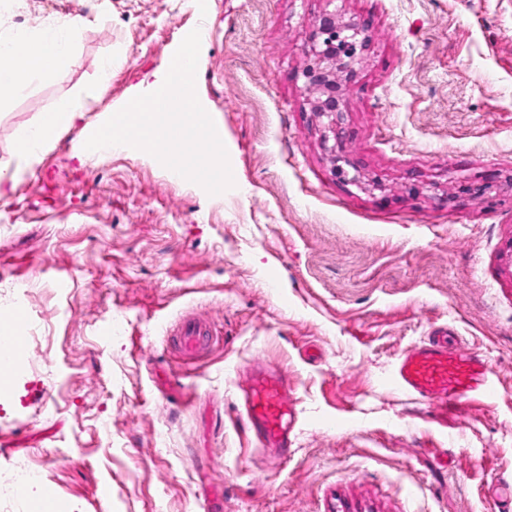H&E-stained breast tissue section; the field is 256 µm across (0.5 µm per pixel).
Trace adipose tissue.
Listing matches in <instances>:
<instances>
[{"mask_svg": "<svg viewBox=\"0 0 512 512\" xmlns=\"http://www.w3.org/2000/svg\"><path fill=\"white\" fill-rule=\"evenodd\" d=\"M77 26L42 35H23L0 49V96H17L33 83L59 78L69 59ZM94 89H84L64 105L41 113L34 127L20 137L14 147L15 173H22L38 159L43 147L54 143L59 134L72 127L87 110Z\"/></svg>", "mask_w": 512, "mask_h": 512, "instance_id": "ef3b65f1", "label": "adipose tissue"}]
</instances>
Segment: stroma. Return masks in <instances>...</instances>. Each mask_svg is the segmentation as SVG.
<instances>
[{"instance_id": "1", "label": "stroma", "mask_w": 512, "mask_h": 512, "mask_svg": "<svg viewBox=\"0 0 512 512\" xmlns=\"http://www.w3.org/2000/svg\"><path fill=\"white\" fill-rule=\"evenodd\" d=\"M361 24L334 171L301 71L314 20ZM79 23L59 79L0 99V162L42 112L85 121L152 82L200 24L199 101L234 188L208 194L63 131L0 200V313L34 331L0 390V512L35 466L67 512H498L512 484V0H41ZM110 77H103L104 61ZM375 180L362 190L355 175ZM219 341L184 359L171 327ZM111 337H102L104 326ZM440 326L496 390L437 411L387 385ZM258 363L299 411L270 459L237 419Z\"/></svg>"}]
</instances>
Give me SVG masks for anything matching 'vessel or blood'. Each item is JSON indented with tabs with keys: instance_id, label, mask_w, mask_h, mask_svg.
Instances as JSON below:
<instances>
[{
	"instance_id": "obj_1",
	"label": "vessel or blood",
	"mask_w": 512,
	"mask_h": 512,
	"mask_svg": "<svg viewBox=\"0 0 512 512\" xmlns=\"http://www.w3.org/2000/svg\"><path fill=\"white\" fill-rule=\"evenodd\" d=\"M24 310L17 309L0 321V356L23 348ZM184 354L192 356L209 344V331L199 319L184 320L178 330ZM485 359L463 351L453 330L438 329L427 341L404 353L390 381L393 388L442 408L449 403L492 392ZM264 448L286 451L297 421V410L288 398V380L278 369L254 372L248 381L239 412Z\"/></svg>"
}]
</instances>
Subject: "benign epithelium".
I'll return each instance as SVG.
<instances>
[{"mask_svg":"<svg viewBox=\"0 0 512 512\" xmlns=\"http://www.w3.org/2000/svg\"><path fill=\"white\" fill-rule=\"evenodd\" d=\"M367 47L368 36L357 22H344L332 11L314 21L302 77L308 105L322 121L325 142L336 141L343 134L345 84Z\"/></svg>","mask_w":512,"mask_h":512,"instance_id":"obj_1","label":"benign epithelium"}]
</instances>
